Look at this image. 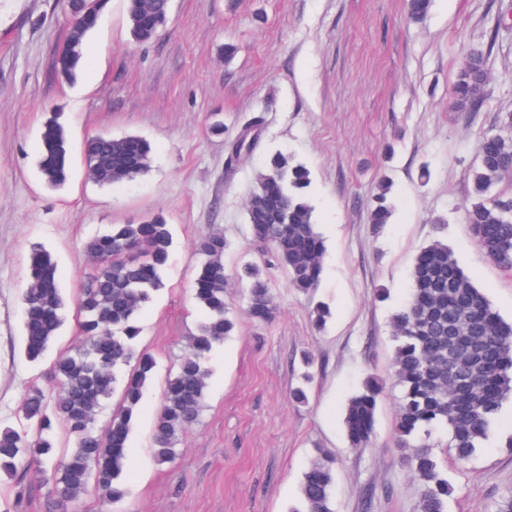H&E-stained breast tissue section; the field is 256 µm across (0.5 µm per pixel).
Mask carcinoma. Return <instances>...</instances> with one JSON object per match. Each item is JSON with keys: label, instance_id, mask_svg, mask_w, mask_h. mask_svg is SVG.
Returning a JSON list of instances; mask_svg holds the SVG:
<instances>
[{"label": "carcinoma", "instance_id": "1", "mask_svg": "<svg viewBox=\"0 0 512 512\" xmlns=\"http://www.w3.org/2000/svg\"><path fill=\"white\" fill-rule=\"evenodd\" d=\"M105 0H68L72 25L58 57V75L71 78L82 60V44L97 24ZM431 0H406L411 20H425ZM130 29L139 42H148L165 28L169 0H126ZM487 82L484 55L470 53L450 91L456 112L475 107ZM39 162L44 181L63 185L70 172L67 134L57 118L42 131ZM92 180L112 186L146 172L152 147L138 136L114 137L99 133L84 142ZM512 176V120L484 135L477 146L476 164L469 177L477 201L466 211L473 242L486 257L512 267V196L488 193ZM308 169L292 156L274 154L258 176L247 205V220L255 238L267 244L283 267L291 287L311 295L319 286L323 239L316 231L307 189ZM391 184H382L370 210L378 230L389 223ZM170 225L159 215L139 224H112L86 243L95 272L81 289L77 302L78 328L85 347L74 356L54 362L60 391L52 399L33 386L22 403L20 424L0 426V480L13 483L14 501L3 512H21L32 468L49 476L61 512L89 492L106 509L123 501L129 488L123 479L128 440L134 416L147 396V382L156 360L139 347L138 315L151 294L162 285L168 264ZM226 243L221 234L202 239L197 247L205 257L192 285V299L207 313L189 349L164 387L154 420L153 457L172 462L180 433L194 425L205 400L209 375L206 360L213 349L232 335L224 268ZM29 284L21 295L25 358L39 361L63 321L65 301L58 286L52 255L32 250ZM238 278L246 283L249 317L259 323L276 314L266 272L245 265ZM397 346L395 376L402 387L395 425L402 461L421 485L419 512H446L454 492L440 470L429 443L431 429L448 432V447L467 462L489 440L503 402L512 397V321L504 320L486 296L459 267L441 240L422 248L415 257L408 297L392 316ZM121 386V407L107 427L95 429V416ZM382 384L369 378L348 402L344 428L350 447L365 448L374 436ZM73 448L59 452V431ZM336 459L317 449L302 474L301 508L296 512H334L332 491Z\"/></svg>", "mask_w": 512, "mask_h": 512}]
</instances>
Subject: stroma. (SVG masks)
Instances as JSON below:
<instances>
[{"label":"stroma","mask_w":512,"mask_h":512,"mask_svg":"<svg viewBox=\"0 0 512 512\" xmlns=\"http://www.w3.org/2000/svg\"><path fill=\"white\" fill-rule=\"evenodd\" d=\"M72 18L62 0H0V422L16 423L30 386L55 395L53 364L83 345L75 299L95 267L84 245L112 224L162 214L172 230L162 288L139 316L157 360L130 436L129 497L113 512H293L316 449L336 455V512H418L419 483L396 448L402 395L393 369L391 317L403 304L418 251L442 235L496 311L512 320V269L473 243L465 219L477 144L512 114V0H432L412 21L405 0H172L154 41L130 34L126 0H108L87 38L75 81L55 74ZM485 54L488 80L471 112L449 107L467 55ZM58 112L72 172L53 191L39 172L41 129ZM257 127L249 152L231 142ZM146 138L150 168L101 187L86 177L84 140ZM286 152L310 172L308 195L325 242L314 296L269 272L277 313H246L239 282L227 297L233 336L208 358L199 421L178 436L172 463L152 455L163 386L205 314L190 299L200 239L223 234L228 272L262 261L247 202L269 158ZM392 182L393 217L373 230L372 200ZM50 251L66 300L64 325L43 359L22 355L21 291L33 249ZM333 314L325 329L313 306ZM315 359L308 401L290 389ZM383 386L370 447L351 448L344 407L367 377ZM431 444L455 486L448 512H494L512 492V402L489 447L459 463L445 430Z\"/></svg>","instance_id":"35a3bbf8"}]
</instances>
